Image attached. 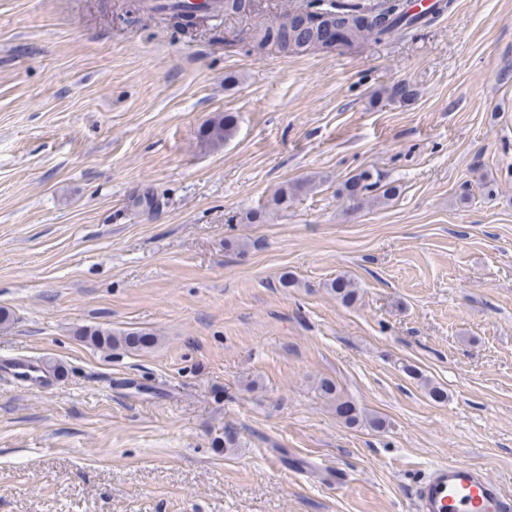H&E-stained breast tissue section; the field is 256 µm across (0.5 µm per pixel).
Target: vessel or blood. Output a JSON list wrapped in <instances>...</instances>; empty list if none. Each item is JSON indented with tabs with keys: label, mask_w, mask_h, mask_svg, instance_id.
<instances>
[{
	"label": "vessel or blood",
	"mask_w": 512,
	"mask_h": 512,
	"mask_svg": "<svg viewBox=\"0 0 512 512\" xmlns=\"http://www.w3.org/2000/svg\"><path fill=\"white\" fill-rule=\"evenodd\" d=\"M149 8L219 11L217 0H149ZM416 512H512V497L498 482L473 465L436 466L415 488Z\"/></svg>",
	"instance_id": "obj_1"
}]
</instances>
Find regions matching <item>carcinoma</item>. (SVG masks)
Segmentation results:
<instances>
[{"label": "carcinoma", "instance_id": "carcinoma-1", "mask_svg": "<svg viewBox=\"0 0 512 512\" xmlns=\"http://www.w3.org/2000/svg\"><path fill=\"white\" fill-rule=\"evenodd\" d=\"M316 0H304L302 5L283 20L258 28L254 41L260 47L269 45L288 52H303L320 46L322 29L339 27L344 30L347 41L370 38L376 41L393 34L404 32L433 21L438 14L451 6V0H437L431 13L413 14L409 0H382L374 6H366L362 0H338L328 12L315 13ZM236 131V121L230 114H219L201 126L199 141L207 147H219L231 139ZM316 187V179L308 177L279 187L272 202L278 209L288 207L296 196L308 193ZM342 194L355 206L366 203L382 204L400 194V186L385 181L377 172L363 169L344 182ZM331 291L342 303L354 304L360 292L358 284L351 278L338 276L330 283ZM79 336L96 348L110 349L122 345L128 349H150L157 343L154 334L146 331H114L101 326L81 330ZM408 376L421 381L427 396L436 403L448 400V393L413 367L405 368ZM321 391L336 398V416L346 425L353 427L366 424L374 430H381L384 421L372 416L356 404L339 396L336 385L330 380L320 384Z\"/></svg>", "mask_w": 512, "mask_h": 512}]
</instances>
